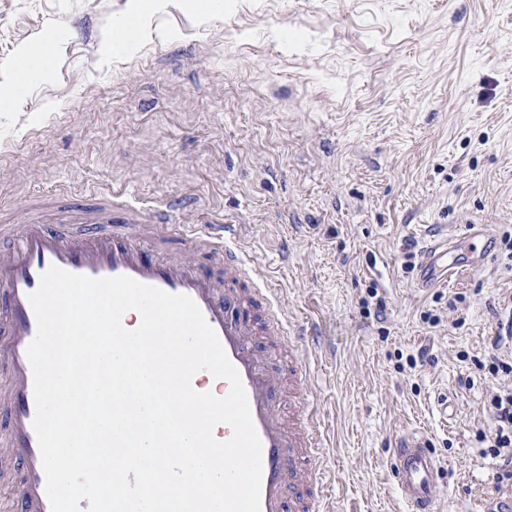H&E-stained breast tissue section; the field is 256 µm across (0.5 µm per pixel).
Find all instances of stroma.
Masks as SVG:
<instances>
[{
  "label": "stroma",
  "mask_w": 512,
  "mask_h": 512,
  "mask_svg": "<svg viewBox=\"0 0 512 512\" xmlns=\"http://www.w3.org/2000/svg\"><path fill=\"white\" fill-rule=\"evenodd\" d=\"M136 9L0 0V90L34 37L58 59L0 111V224L107 185L179 201L180 227L242 225L289 321L323 336L281 404L321 409L334 512H403L407 434L444 466L440 512H489L487 385L461 381L512 315V252L449 286L417 275L432 225L512 233V0H163L106 54ZM137 2L138 11L136 16L113 30L106 47L108 54L118 53L126 43L142 39L147 35L146 22L161 1L139 0Z\"/></svg>",
  "instance_id": "35a3bbf8"
}]
</instances>
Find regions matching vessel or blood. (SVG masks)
<instances>
[{
  "instance_id": "b4317fda",
  "label": "vessel or blood",
  "mask_w": 512,
  "mask_h": 512,
  "mask_svg": "<svg viewBox=\"0 0 512 512\" xmlns=\"http://www.w3.org/2000/svg\"><path fill=\"white\" fill-rule=\"evenodd\" d=\"M52 208L64 220L87 225V232L66 235L32 218L1 224L0 236L12 239L0 253V371L7 389L0 395V446L21 468L6 512H51L33 419L36 406L26 349L37 331L28 301L42 272L55 265L90 277L129 276L171 294L190 296L217 333L245 387L255 429L262 443L261 512H327L326 485L320 478L322 431L317 410L303 404L285 418L279 399L284 379L306 381V363L288 362L287 376L270 371L269 356L279 345L318 350L316 329L292 327L279 298L267 288L261 270L246 256L241 227L213 223L195 226L188 241L217 273L203 272L194 257H165L154 252L138 233L147 224L168 229L167 213L117 201L100 190L91 203L76 205L63 197ZM497 247L494 236L465 228L434 241L419 266L418 285L431 287L450 276H463L482 266ZM390 468L406 512H438L441 465L420 438H400L391 452Z\"/></svg>"
}]
</instances>
